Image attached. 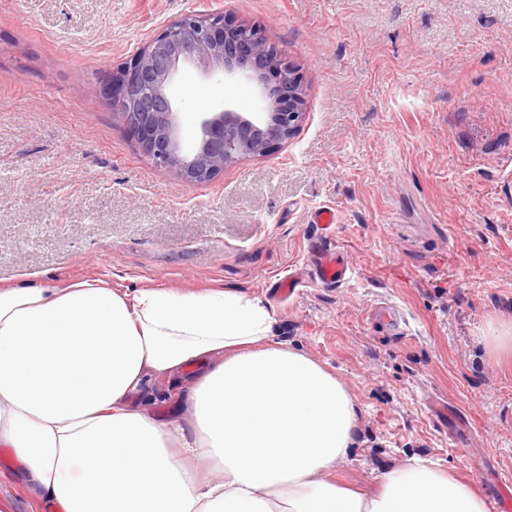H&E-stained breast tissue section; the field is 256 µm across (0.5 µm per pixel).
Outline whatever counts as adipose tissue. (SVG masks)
Listing matches in <instances>:
<instances>
[{
  "mask_svg": "<svg viewBox=\"0 0 512 512\" xmlns=\"http://www.w3.org/2000/svg\"><path fill=\"white\" fill-rule=\"evenodd\" d=\"M271 331L261 300L229 291L1 288L0 446L54 512H486L421 458L374 496L330 481L357 407ZM152 377L185 378V422L133 403Z\"/></svg>",
  "mask_w": 512,
  "mask_h": 512,
  "instance_id": "obj_1",
  "label": "adipose tissue"
}]
</instances>
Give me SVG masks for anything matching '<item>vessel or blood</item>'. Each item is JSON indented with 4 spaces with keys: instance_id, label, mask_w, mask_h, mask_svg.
<instances>
[{
    "instance_id": "vessel-or-blood-1",
    "label": "vessel or blood",
    "mask_w": 512,
    "mask_h": 512,
    "mask_svg": "<svg viewBox=\"0 0 512 512\" xmlns=\"http://www.w3.org/2000/svg\"><path fill=\"white\" fill-rule=\"evenodd\" d=\"M311 221L316 232L306 243L310 277L324 286L346 283L353 270L344 252L333 242L337 222L335 211L318 209L313 213Z\"/></svg>"
}]
</instances>
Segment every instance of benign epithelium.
Instances as JSON below:
<instances>
[{
    "mask_svg": "<svg viewBox=\"0 0 512 512\" xmlns=\"http://www.w3.org/2000/svg\"><path fill=\"white\" fill-rule=\"evenodd\" d=\"M184 67L204 77L244 76L259 89L263 111L205 112L190 143L181 134L169 88ZM141 153L186 183H208L224 166L265 156L296 132L304 97L293 68L256 28L218 13L189 12L154 36L106 89Z\"/></svg>",
    "mask_w": 512,
    "mask_h": 512,
    "instance_id": "obj_1",
    "label": "benign epithelium"
}]
</instances>
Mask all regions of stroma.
<instances>
[{
	"mask_svg": "<svg viewBox=\"0 0 512 512\" xmlns=\"http://www.w3.org/2000/svg\"><path fill=\"white\" fill-rule=\"evenodd\" d=\"M191 11L260 28L304 95L290 140L203 184L153 166L101 92ZM171 95L187 138L256 109L251 82L192 68ZM325 207L350 281L278 300ZM84 279L261 300L359 409L340 482L371 495L419 457L490 497L512 478V362L487 341L512 333V0H0V288ZM177 396L156 378L135 401L178 422ZM0 470V512H50L1 447Z\"/></svg>",
	"mask_w": 512,
	"mask_h": 512,
	"instance_id": "35a3bbf8",
	"label": "stroma"
}]
</instances>
